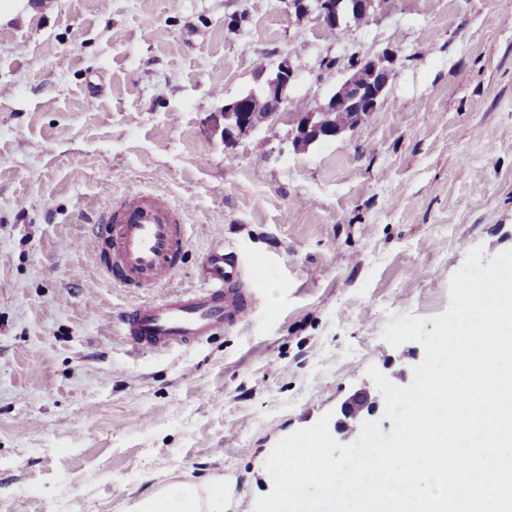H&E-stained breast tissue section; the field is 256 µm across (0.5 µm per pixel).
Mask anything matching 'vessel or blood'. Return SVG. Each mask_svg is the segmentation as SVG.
I'll return each mask as SVG.
<instances>
[{
  "mask_svg": "<svg viewBox=\"0 0 512 512\" xmlns=\"http://www.w3.org/2000/svg\"><path fill=\"white\" fill-rule=\"evenodd\" d=\"M185 216V206L154 193L127 195L116 209L105 210L91 239L104 275L118 288L164 282L188 245ZM258 304L219 246L205 256L199 288L133 305L123 311L121 324L135 350L162 352L208 340Z\"/></svg>",
  "mask_w": 512,
  "mask_h": 512,
  "instance_id": "b4317fda",
  "label": "vessel or blood"
}]
</instances>
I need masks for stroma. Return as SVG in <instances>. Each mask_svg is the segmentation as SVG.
Segmentation results:
<instances>
[{
  "label": "stroma",
  "mask_w": 512,
  "mask_h": 512,
  "mask_svg": "<svg viewBox=\"0 0 512 512\" xmlns=\"http://www.w3.org/2000/svg\"><path fill=\"white\" fill-rule=\"evenodd\" d=\"M0 512H128L172 481L269 494L277 442L340 417L369 365L413 380L385 325L450 302L469 249L512 248V0H379L326 32L285 0H0ZM395 57L377 112L294 149L347 78ZM292 57L274 126L215 115ZM187 205L188 250L150 293L87 239L109 197ZM223 245L269 305L200 344L135 351L119 314L200 283Z\"/></svg>",
  "instance_id": "obj_1"
}]
</instances>
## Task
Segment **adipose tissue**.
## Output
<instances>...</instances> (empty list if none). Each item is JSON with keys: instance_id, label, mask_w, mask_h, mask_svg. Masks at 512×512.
<instances>
[{"instance_id": "obj_1", "label": "adipose tissue", "mask_w": 512, "mask_h": 512, "mask_svg": "<svg viewBox=\"0 0 512 512\" xmlns=\"http://www.w3.org/2000/svg\"><path fill=\"white\" fill-rule=\"evenodd\" d=\"M130 512H224V497L208 493L194 483L179 481L134 502Z\"/></svg>"}]
</instances>
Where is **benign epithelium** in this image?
<instances>
[{
  "instance_id": "7a95c632",
  "label": "benign epithelium",
  "mask_w": 512,
  "mask_h": 512,
  "mask_svg": "<svg viewBox=\"0 0 512 512\" xmlns=\"http://www.w3.org/2000/svg\"><path fill=\"white\" fill-rule=\"evenodd\" d=\"M288 8L302 16L317 14L322 24L336 30L344 22L369 14L376 0H285ZM367 77L373 80L369 86L352 74L316 110L305 113L293 130L292 144L304 149L317 142L336 138L349 130L347 126H335L331 120L334 112H342L352 106L363 111L356 115V123L377 111L386 89L394 78L395 70L380 61L363 63ZM298 77V67L291 57L283 58L275 72L257 93L224 104L220 116L224 120V143L233 142L238 136L254 130L259 124L274 119L283 111L288 101V90ZM378 407V397L367 388L356 390L341 409L343 419L336 422V430L347 435L351 422H362Z\"/></svg>"
}]
</instances>
